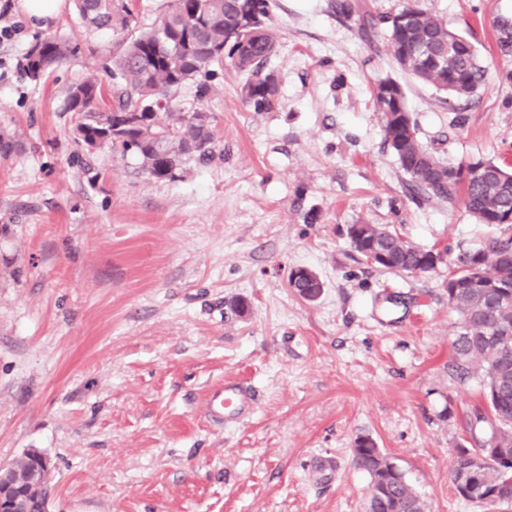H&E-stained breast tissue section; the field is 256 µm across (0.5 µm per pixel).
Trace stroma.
Masks as SVG:
<instances>
[{
  "label": "stroma",
  "instance_id": "1",
  "mask_svg": "<svg viewBox=\"0 0 512 512\" xmlns=\"http://www.w3.org/2000/svg\"><path fill=\"white\" fill-rule=\"evenodd\" d=\"M338 3L275 0L268 111L229 65L206 96L173 91V111L212 116L216 157L157 180L77 144L66 101L88 76L110 86L112 54L168 0H128L114 33L87 30L74 0L40 21L0 0V22L21 28L0 45V466L47 456L50 512H365L360 435L431 512H483L449 478L456 444L490 433L465 421L479 383L448 368L460 322L448 268L383 270L346 227L387 225L452 256L499 234L409 180L373 88L402 86L417 139L444 163L512 168V46L499 28L512 0ZM409 3L475 46L486 74L469 98L444 101L392 58L386 19ZM51 38L84 51L32 79L18 62ZM295 268L321 280L316 301L289 287ZM224 382L249 386L254 405L219 429L204 409Z\"/></svg>",
  "mask_w": 512,
  "mask_h": 512
}]
</instances>
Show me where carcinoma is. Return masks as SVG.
<instances>
[{
	"mask_svg": "<svg viewBox=\"0 0 512 512\" xmlns=\"http://www.w3.org/2000/svg\"><path fill=\"white\" fill-rule=\"evenodd\" d=\"M81 19L94 29L126 26V0H75ZM273 0H171L169 10L146 32L112 59V104L99 107L103 88L89 76L76 84L67 110L78 115L75 134L87 147L94 137L121 157L134 156L148 174L171 179L188 159L201 164L215 157L212 123L200 121L203 111L169 112L167 93L190 83L207 89L215 69L229 60L244 76L243 93L256 112L273 105L275 78L260 77L279 52L268 24ZM387 41L399 67L452 98L471 96L485 70L475 47L464 36L416 5L389 17ZM82 53V46L53 39L35 44L27 56V73L42 76L62 60ZM382 112L384 139L402 170L418 187L448 202L459 201L480 223L502 229L479 249L461 250L453 258L421 249L379 224H350L346 236L359 255L375 248L386 254L376 266L398 273L424 274L448 263V304L460 315V331L451 343L449 367L462 378L476 377L484 402L470 410L467 424L477 431L494 420L490 436L495 465L471 475L476 449L454 448L451 481L458 494L488 510L512 506V171L492 161L471 159L445 164L416 138L403 88L391 78L374 87ZM289 286L313 301L322 282L310 270H293ZM355 465L370 477L365 512H426L425 501L402 470L359 436Z\"/></svg>",
	"mask_w": 512,
	"mask_h": 512,
	"instance_id": "1",
	"label": "carcinoma"
}]
</instances>
